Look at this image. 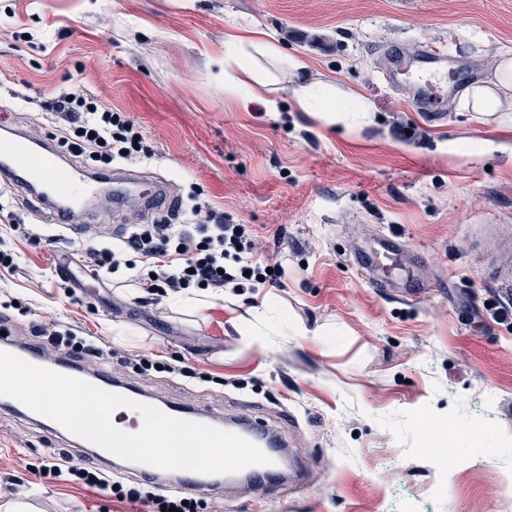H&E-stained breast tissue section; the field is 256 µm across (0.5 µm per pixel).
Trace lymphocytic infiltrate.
<instances>
[{
    "mask_svg": "<svg viewBox=\"0 0 512 512\" xmlns=\"http://www.w3.org/2000/svg\"><path fill=\"white\" fill-rule=\"evenodd\" d=\"M47 122L55 124L59 142L75 157L88 158L102 166L112 163L140 162L153 150L141 131L124 113L91 103L81 83H73L67 92L41 103ZM190 224H137L118 243L91 249L90 261L99 273L132 270V280L151 296L178 295L197 287L220 292L264 282L277 287L284 271L271 260L251 257L252 231L248 225L231 223L223 213L202 204H193ZM34 333L39 349L49 357L63 353L81 360L111 359V348L94 336H81L64 322L38 324ZM55 477L101 492L119 500L141 503L149 512L175 507L179 512H198L196 500H184L176 494L161 493L154 479L143 476L138 488L124 490L120 481L100 470L91 460L67 466L51 461L45 466Z\"/></svg>",
    "mask_w": 512,
    "mask_h": 512,
    "instance_id": "f902f5d3",
    "label": "lymphocytic infiltrate"
}]
</instances>
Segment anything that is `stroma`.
Instances as JSON below:
<instances>
[{
	"instance_id": "obj_1",
	"label": "stroma",
	"mask_w": 512,
	"mask_h": 512,
	"mask_svg": "<svg viewBox=\"0 0 512 512\" xmlns=\"http://www.w3.org/2000/svg\"><path fill=\"white\" fill-rule=\"evenodd\" d=\"M268 33L310 65L309 80L371 106L340 121L302 112L280 67L271 97L244 103L224 88V34ZM442 53L441 116L415 111L390 78L392 50ZM512 53V0H0V114L40 136L39 101L82 82L127 113L155 155L131 164L253 228L282 287L192 290L149 303L128 271L75 287L60 254L88 265L117 224H155L135 198L105 200L79 241L35 245L0 222V267L17 344L61 321L119 356H150L113 376L146 395L201 406L216 420L246 411L286 439L299 482L234 487L202 481L199 512H512V324L490 272L484 229L512 227V128L458 112L453 100ZM0 207L35 234L53 223L0 180ZM379 230L401 235L420 299L373 287L352 260ZM183 366L195 378L174 374ZM456 451L441 461L436 444ZM81 452L38 418L0 404V512L28 494L35 512H146L145 506L43 475Z\"/></svg>"
}]
</instances>
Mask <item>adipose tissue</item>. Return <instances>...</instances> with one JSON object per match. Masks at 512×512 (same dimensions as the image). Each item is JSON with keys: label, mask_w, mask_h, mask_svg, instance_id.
Wrapping results in <instances>:
<instances>
[{"label": "adipose tissue", "mask_w": 512, "mask_h": 512, "mask_svg": "<svg viewBox=\"0 0 512 512\" xmlns=\"http://www.w3.org/2000/svg\"><path fill=\"white\" fill-rule=\"evenodd\" d=\"M287 60L292 70L307 72V63L284 50L268 34L254 32L243 35L234 31L224 35V81L236 83L239 77L248 81V97L266 100L274 80L272 67ZM512 54L501 53L493 68V76L466 87L457 97L455 106L461 112L498 115L499 121L512 126Z\"/></svg>", "instance_id": "1"}]
</instances>
